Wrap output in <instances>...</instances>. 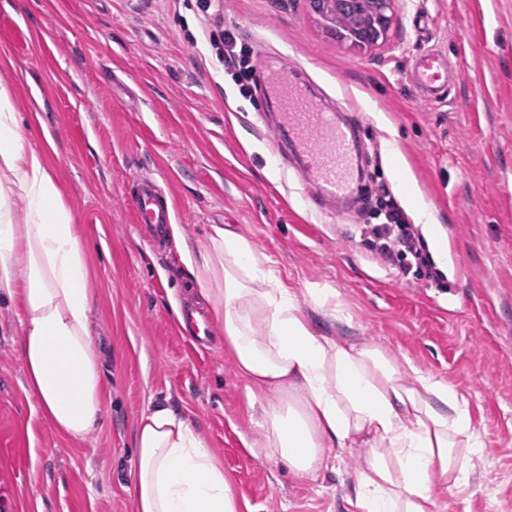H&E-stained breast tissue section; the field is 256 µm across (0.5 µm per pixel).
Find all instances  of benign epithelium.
Returning a JSON list of instances; mask_svg holds the SVG:
<instances>
[{
    "instance_id": "obj_1",
    "label": "benign epithelium",
    "mask_w": 512,
    "mask_h": 512,
    "mask_svg": "<svg viewBox=\"0 0 512 512\" xmlns=\"http://www.w3.org/2000/svg\"><path fill=\"white\" fill-rule=\"evenodd\" d=\"M320 15L336 18L338 15L363 12L367 24L345 39L356 47H371L387 39L395 13L396 0H310Z\"/></svg>"
}]
</instances>
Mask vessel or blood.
<instances>
[{
    "label": "vessel or blood",
    "mask_w": 512,
    "mask_h": 512,
    "mask_svg": "<svg viewBox=\"0 0 512 512\" xmlns=\"http://www.w3.org/2000/svg\"><path fill=\"white\" fill-rule=\"evenodd\" d=\"M406 79L426 100L446 97L448 61L438 52H424L407 71ZM272 88L281 104L280 126L288 132L290 148L315 180L313 201L347 198L353 191L357 170L351 126L341 123L306 89L283 76H273ZM129 204L140 223L149 225L156 234L166 233L173 220L174 204L153 181L142 179Z\"/></svg>",
    "instance_id": "b4317fda"
}]
</instances>
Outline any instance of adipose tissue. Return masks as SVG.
Listing matches in <instances>:
<instances>
[{"label":"adipose tissue","mask_w":512,"mask_h":512,"mask_svg":"<svg viewBox=\"0 0 512 512\" xmlns=\"http://www.w3.org/2000/svg\"><path fill=\"white\" fill-rule=\"evenodd\" d=\"M32 124L1 82L0 300L21 312L28 392L58 434L80 441L105 404L103 351L90 328V247ZM183 254L248 408L262 416V447L298 479H318L329 449L359 448L357 512H448L466 493L483 441L465 395L379 344L325 332L269 255L223 225H211L206 248L187 245ZM274 393L284 403L271 401ZM134 446L137 512H239L223 464L173 407L144 411Z\"/></svg>","instance_id":"1"}]
</instances>
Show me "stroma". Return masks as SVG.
Returning <instances> with one entry per match:
<instances>
[{
  "mask_svg": "<svg viewBox=\"0 0 512 512\" xmlns=\"http://www.w3.org/2000/svg\"><path fill=\"white\" fill-rule=\"evenodd\" d=\"M258 68L218 56L225 30ZM428 49L448 59V97L422 100L404 73ZM0 81L54 142L52 170L91 247L92 325L105 408L84 441L57 435L27 394L19 312L0 304V512H136L133 435L167 403L223 461L242 512H352L356 449L315 482L256 447L243 383L218 337L176 332L199 307L183 240L230 225L286 285L336 289L363 336L463 393L484 441L466 502L512 512V0H398L385 44L336 41L309 0H9ZM287 68L360 130L352 199L315 205L313 183L275 126L263 66ZM148 176L176 202L169 245L151 249L127 204ZM432 211L448 250L428 272L375 262L360 236L374 182Z\"/></svg>",
  "mask_w": 512,
  "mask_h": 512,
  "instance_id": "1",
  "label": "stroma"
}]
</instances>
